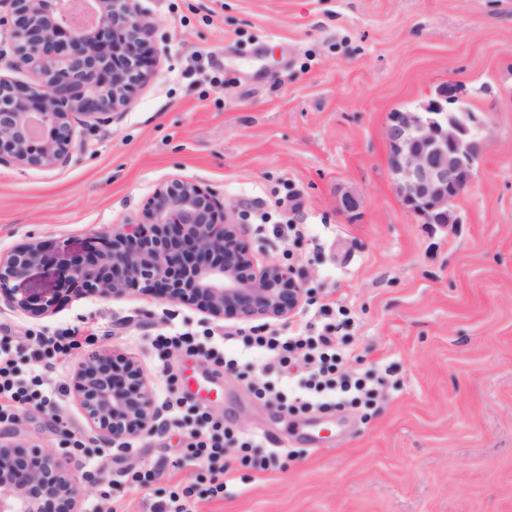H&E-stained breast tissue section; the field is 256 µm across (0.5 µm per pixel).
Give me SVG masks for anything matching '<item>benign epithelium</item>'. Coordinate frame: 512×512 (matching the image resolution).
<instances>
[{
    "label": "benign epithelium",
    "instance_id": "benign-epithelium-1",
    "mask_svg": "<svg viewBox=\"0 0 512 512\" xmlns=\"http://www.w3.org/2000/svg\"><path fill=\"white\" fill-rule=\"evenodd\" d=\"M69 0H0L13 65L38 75L28 84L0 77V165L50 168L66 164L78 144L76 126L108 120L152 72L140 58L149 22L136 0H88L91 21L79 25ZM457 82L416 108L388 117V168L403 206L425 224H454L453 205L474 176L482 121L463 106ZM40 241L0 253V298L34 317L11 283L45 261ZM68 281L100 299L130 291L194 307L215 320L266 323L290 318L306 288L292 268L257 265L246 225L199 183L171 178L145 202L141 216L112 226L101 246L67 270ZM73 397L96 440L123 446L156 428L160 416L137 362L114 350L79 361ZM83 478L72 458L0 434V512H82Z\"/></svg>",
    "mask_w": 512,
    "mask_h": 512
}]
</instances>
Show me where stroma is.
Here are the masks:
<instances>
[{
	"instance_id": "35a3bbf8",
	"label": "stroma",
	"mask_w": 512,
	"mask_h": 512,
	"mask_svg": "<svg viewBox=\"0 0 512 512\" xmlns=\"http://www.w3.org/2000/svg\"><path fill=\"white\" fill-rule=\"evenodd\" d=\"M152 26L151 79L58 168L0 166V252L44 242L49 260L15 281L39 318L0 302L13 336L77 326L94 349L133 357L153 392L168 374L213 380L209 411L244 432L269 430L289 451L257 473L225 456L223 496L196 512H512V0H137ZM224 79L216 87L215 79ZM483 126L474 180L454 224L402 205L388 168L390 113L448 81ZM173 177L236 205L257 264L291 266L322 302L355 318L360 369L392 368L370 413L282 414L242 372L261 362L228 343L242 372L207 368L151 343L165 327H240L136 293L103 300L65 286L67 268L138 214ZM359 210L344 213L343 191ZM302 225L288 251L272 225ZM95 433L72 394L59 412L0 424L19 442L62 449L63 430ZM185 438L158 425L134 456L78 460L85 512H149L194 483ZM162 465L147 487L119 476Z\"/></svg>"
}]
</instances>
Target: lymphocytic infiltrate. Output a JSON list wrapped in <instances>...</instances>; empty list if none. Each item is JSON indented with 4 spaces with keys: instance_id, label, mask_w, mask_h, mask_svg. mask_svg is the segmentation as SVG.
I'll return each mask as SVG.
<instances>
[{
    "instance_id": "obj_1",
    "label": "lymphocytic infiltrate",
    "mask_w": 512,
    "mask_h": 512,
    "mask_svg": "<svg viewBox=\"0 0 512 512\" xmlns=\"http://www.w3.org/2000/svg\"><path fill=\"white\" fill-rule=\"evenodd\" d=\"M353 319L345 306L320 305L314 320L301 321L288 333L263 326L237 328L226 332L229 340H239L244 350L263 362L262 375L251 378L249 386L256 398L272 402L284 413L339 411L369 405L387 383V377L369 371H348L349 362L358 361L356 345L349 332ZM31 352L13 346L0 336V423L16 420L26 406L56 408V396L63 386L51 385L48 374L64 363L82 343L73 332L30 337ZM152 347L159 361H167L172 350L182 349L205 361L237 371V359L220 348L204 347L189 332L157 335ZM300 371L294 387L279 383L282 375ZM170 420L185 431L184 464L199 469L211 496L223 494L224 457L235 453L242 466L264 472L282 465L283 454L268 437L242 433L217 419L206 406L182 396L176 380H169L161 399Z\"/></svg>"
}]
</instances>
